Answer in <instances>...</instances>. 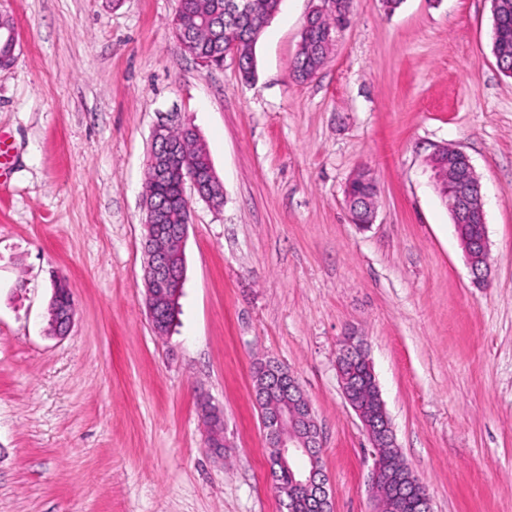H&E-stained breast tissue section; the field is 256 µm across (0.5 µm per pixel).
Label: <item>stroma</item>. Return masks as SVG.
Returning a JSON list of instances; mask_svg holds the SVG:
<instances>
[{"mask_svg":"<svg viewBox=\"0 0 512 512\" xmlns=\"http://www.w3.org/2000/svg\"><path fill=\"white\" fill-rule=\"evenodd\" d=\"M321 0H282L257 46L205 66L179 0H0V512H286L252 391L286 367L321 429L333 512H372L371 448L336 372L367 342L397 448L433 512H512V78L491 0H354L319 74L290 77ZM195 126L224 187L192 198L169 335L145 307V159L157 121ZM482 185L490 274L476 286L427 157ZM362 168L374 223L349 218ZM69 334L51 336L56 280ZM224 414L223 455L199 404Z\"/></svg>","mask_w":512,"mask_h":512,"instance_id":"1","label":"stroma"}]
</instances>
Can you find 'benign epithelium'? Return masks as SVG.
Instances as JSON below:
<instances>
[{
	"instance_id": "benign-epithelium-1",
	"label": "benign epithelium",
	"mask_w": 512,
	"mask_h": 512,
	"mask_svg": "<svg viewBox=\"0 0 512 512\" xmlns=\"http://www.w3.org/2000/svg\"><path fill=\"white\" fill-rule=\"evenodd\" d=\"M17 45L13 28L0 26V67L13 62ZM167 128L168 123L160 121L154 125L151 134V149L146 163L154 166L157 180L162 182L173 177L183 188L191 185L202 200L212 205L217 204L224 195L221 182L213 174L208 181L200 179L186 160L182 145L167 139ZM464 159L465 165L453 173L448 184V195L453 199L451 213L454 225H474L471 243L464 249V253L473 283L481 286L487 281L489 266L482 186L469 156H464ZM346 204L350 217L361 216L359 227L367 228L373 224L376 215V192L357 197L348 194ZM144 210L145 304L150 322L161 326L167 316L177 308L184 285L185 266L181 264L176 268L172 267L166 255L151 249L150 240L159 234H165L181 248L187 236L188 225L164 223L165 204L161 201L144 204ZM48 315L51 332L62 338L68 334L73 322L74 304H67L60 299L55 307L48 309ZM361 360L367 365L372 389L378 401L376 413L367 417L358 408L355 401L356 383L342 377L339 378V383L347 405L361 421L373 448L374 462L370 473L373 512H382L379 484L387 479V473L382 469L378 451L381 448L394 447V433L364 343L353 336L345 338L339 348L336 367L346 363L356 364ZM259 379L263 385V393L276 401L272 412L261 417L267 446L274 449L275 461L288 471L292 485L317 512H333L327 478L319 460L320 430L310 401L288 370L275 362L267 361L263 364Z\"/></svg>"
}]
</instances>
